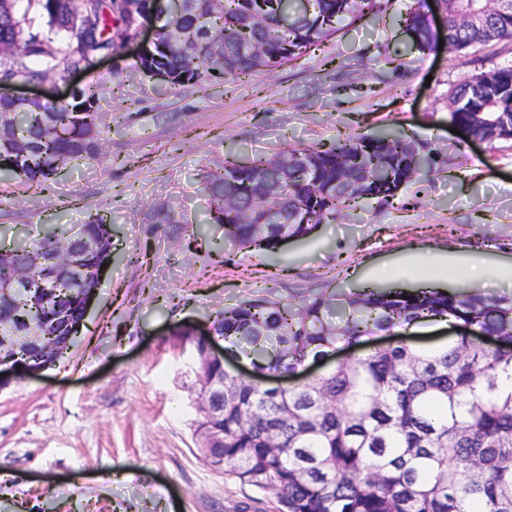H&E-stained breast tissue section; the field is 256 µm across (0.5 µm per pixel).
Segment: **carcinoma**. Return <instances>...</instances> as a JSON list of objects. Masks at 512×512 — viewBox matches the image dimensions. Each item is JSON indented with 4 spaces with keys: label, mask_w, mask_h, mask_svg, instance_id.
Listing matches in <instances>:
<instances>
[{
    "label": "carcinoma",
    "mask_w": 512,
    "mask_h": 512,
    "mask_svg": "<svg viewBox=\"0 0 512 512\" xmlns=\"http://www.w3.org/2000/svg\"><path fill=\"white\" fill-rule=\"evenodd\" d=\"M21 0H0V80L40 81L52 71L84 70L96 55L115 53L124 36L155 16L156 0H27L46 18L32 29ZM444 38L462 50L512 41V9L500 0H442ZM386 10L385 0H183L182 12L159 26L152 53L130 60L147 76L162 69L169 87L232 85L251 74L299 60L363 18ZM480 12L485 26L463 14ZM404 22L422 48L437 33L427 0H408ZM61 44L36 51V38ZM98 87L78 89L73 102L0 100V178L44 192L72 160L101 162L112 130L99 111ZM450 101L448 123L465 136L493 143L512 138V66L491 83L473 76ZM419 140L395 133L348 134L328 149L284 147L243 163L230 156L205 176L210 220L224 240L261 253L284 237H304L334 224L345 210L385 204L418 179ZM74 250L86 277L72 282L53 263L61 242ZM112 259L111 229L97 217L77 240L69 227L25 236L0 261V346L28 347L29 327L51 326L60 315L78 323L99 281L87 277ZM26 270L25 282L13 279ZM340 310L337 323L328 319ZM448 316L469 326L443 350L420 352L399 341L336 365L313 382L270 393L211 362L224 382V432L217 449L228 474L276 495L287 512H512V297L449 295L434 288L333 289L286 302L244 301L219 312L218 336H236L266 370L293 371L336 344L353 345L379 332L401 335L405 325ZM489 337L491 342L482 343Z\"/></svg>",
    "instance_id": "1"
}]
</instances>
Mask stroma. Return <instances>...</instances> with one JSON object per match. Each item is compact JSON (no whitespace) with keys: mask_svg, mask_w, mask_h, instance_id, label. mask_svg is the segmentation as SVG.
<instances>
[{"mask_svg":"<svg viewBox=\"0 0 512 512\" xmlns=\"http://www.w3.org/2000/svg\"><path fill=\"white\" fill-rule=\"evenodd\" d=\"M405 4L390 0L379 17L229 92L220 81L174 91L127 72L130 46L20 89L45 101L97 84L112 140L106 163L62 166L48 195L1 180L0 250L98 216L112 227V259L75 346L40 372L0 379V512H276L273 494L205 458L197 355L182 329L209 331L244 301L334 288L413 293L434 282L512 295V282L467 277L473 264L512 267V140L492 146L448 125L450 93L512 65V43L421 49ZM385 130L420 139L434 159L392 203L343 212L264 255L215 248L224 229L209 221L203 177L226 154L247 161ZM169 212L182 224L167 223ZM186 223L200 234L185 236Z\"/></svg>","mask_w":512,"mask_h":512,"instance_id":"stroma-1","label":"stroma"}]
</instances>
